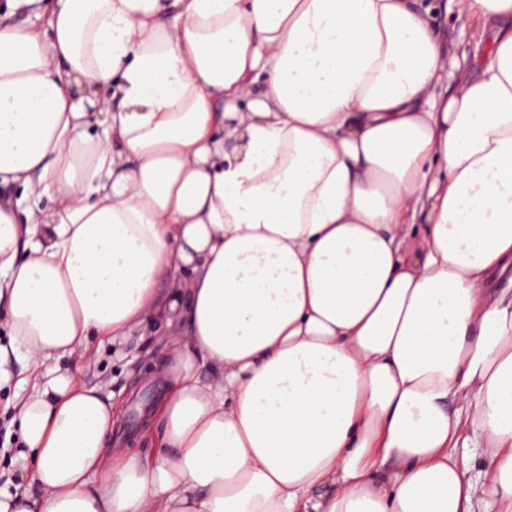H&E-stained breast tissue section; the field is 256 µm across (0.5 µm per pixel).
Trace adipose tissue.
<instances>
[{"mask_svg":"<svg viewBox=\"0 0 512 512\" xmlns=\"http://www.w3.org/2000/svg\"><path fill=\"white\" fill-rule=\"evenodd\" d=\"M455 5L473 74L440 0H7L0 512H512V0ZM133 335L142 450L77 377ZM436 31L448 54L460 71H469L474 64L476 42L478 40L476 21L456 11L444 10L435 16ZM15 392L23 394V391L15 387L14 382L0 389V448L6 443L8 425L14 415L13 401Z\"/></svg>","mask_w":512,"mask_h":512,"instance_id":"obj_1","label":"adipose tissue"}]
</instances>
